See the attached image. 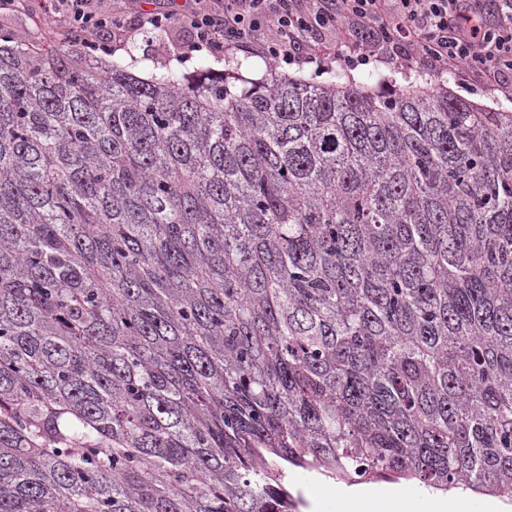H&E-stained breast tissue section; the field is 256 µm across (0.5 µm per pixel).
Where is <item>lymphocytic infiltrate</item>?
I'll use <instances>...</instances> for the list:
<instances>
[{
	"mask_svg": "<svg viewBox=\"0 0 512 512\" xmlns=\"http://www.w3.org/2000/svg\"><path fill=\"white\" fill-rule=\"evenodd\" d=\"M41 9L95 56L123 49L140 30L177 24L191 33L174 48L183 62L254 45L276 65H319L329 54L346 70L386 60L472 73L512 95V0H192L176 17L116 0H43Z\"/></svg>",
	"mask_w": 512,
	"mask_h": 512,
	"instance_id": "obj_1",
	"label": "lymphocytic infiltrate"
}]
</instances>
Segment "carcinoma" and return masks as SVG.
<instances>
[{
  "instance_id": "obj_1",
  "label": "carcinoma",
  "mask_w": 512,
  "mask_h": 512,
  "mask_svg": "<svg viewBox=\"0 0 512 512\" xmlns=\"http://www.w3.org/2000/svg\"><path fill=\"white\" fill-rule=\"evenodd\" d=\"M136 63L0 25V512L512 504V109ZM285 474L284 486L294 498H299L301 500V504L297 512H304L303 510L309 508V502L304 496L305 491H312L323 484L347 485L342 481H336L332 478L325 477L315 471H307L290 466L285 470ZM377 484L399 487L411 498L410 502L401 492L393 488L365 490L357 486H338L335 493L331 488L323 487L319 489L317 496L321 500H326L336 494V499L340 502L357 504L359 512H408V504L412 509L409 512H434V505L426 496V492L432 489L418 481L381 480L359 486ZM467 495L469 498V505L472 507V511L468 510V505L465 504V501L459 496ZM448 491L447 493H443L441 491L433 494V501L436 505L437 512H501L499 505L496 501H488L483 510L477 511L481 507V503L485 498H491L490 496H483L479 494H474L471 491ZM494 499V498H491Z\"/></svg>"
}]
</instances>
